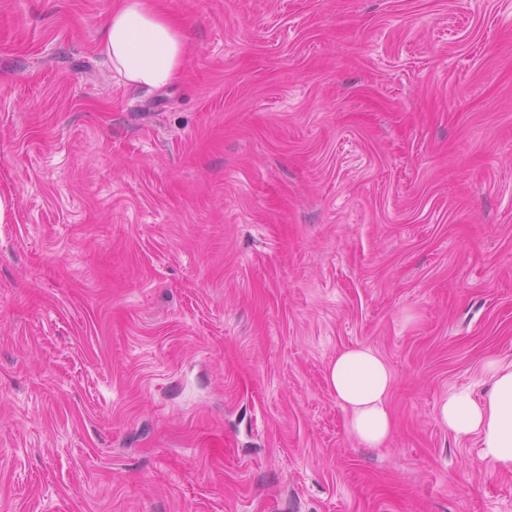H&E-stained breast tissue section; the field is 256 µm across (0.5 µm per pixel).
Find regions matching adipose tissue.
Returning <instances> with one entry per match:
<instances>
[{"label":"adipose tissue","instance_id":"obj_1","mask_svg":"<svg viewBox=\"0 0 512 512\" xmlns=\"http://www.w3.org/2000/svg\"><path fill=\"white\" fill-rule=\"evenodd\" d=\"M99 51L124 83L150 88L172 84L189 54L180 28L150 0H120ZM484 374L489 383L484 393L453 391L441 400L438 416L457 438L477 437L489 466L512 471V361L489 360ZM391 382L387 364L364 346L341 351L329 367L328 384L346 414L347 428L366 447H378L390 436Z\"/></svg>","mask_w":512,"mask_h":512}]
</instances>
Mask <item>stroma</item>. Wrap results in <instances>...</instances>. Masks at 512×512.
Masks as SVG:
<instances>
[{"instance_id": "1", "label": "stroma", "mask_w": 512, "mask_h": 512, "mask_svg": "<svg viewBox=\"0 0 512 512\" xmlns=\"http://www.w3.org/2000/svg\"><path fill=\"white\" fill-rule=\"evenodd\" d=\"M115 3L0 0V512H512L438 418L512 360V0H157L160 90ZM125 84L162 88L182 72L189 49L180 28L149 0H121L99 45ZM327 379L351 435L369 448L385 443L392 430L387 404L392 374L379 355L364 346L345 349L336 354Z\"/></svg>"}]
</instances>
